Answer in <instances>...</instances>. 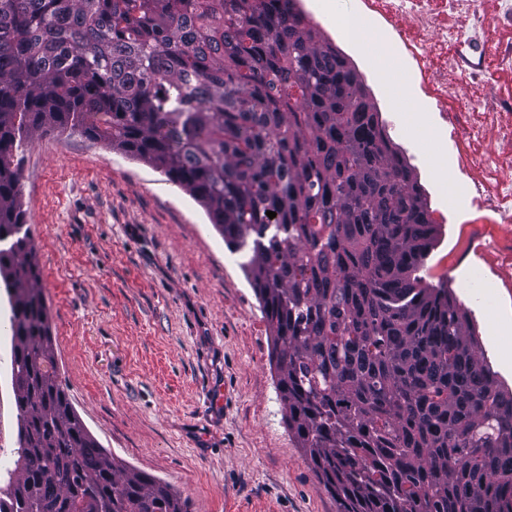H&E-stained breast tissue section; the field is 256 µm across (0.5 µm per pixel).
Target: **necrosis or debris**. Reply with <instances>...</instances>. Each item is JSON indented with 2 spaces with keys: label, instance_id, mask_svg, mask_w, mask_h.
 Wrapping results in <instances>:
<instances>
[{
  "label": "necrosis or debris",
  "instance_id": "necrosis-or-debris-1",
  "mask_svg": "<svg viewBox=\"0 0 512 512\" xmlns=\"http://www.w3.org/2000/svg\"><path fill=\"white\" fill-rule=\"evenodd\" d=\"M359 21L387 26L399 43L410 88L425 111L438 115L450 157L467 181L462 204L482 211L487 224H512V95L489 81V69L512 73V42L491 39L492 28L512 31V0H351ZM460 25H452V18ZM468 111L452 112L460 90Z\"/></svg>",
  "mask_w": 512,
  "mask_h": 512
}]
</instances>
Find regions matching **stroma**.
<instances>
[{
  "mask_svg": "<svg viewBox=\"0 0 512 512\" xmlns=\"http://www.w3.org/2000/svg\"><path fill=\"white\" fill-rule=\"evenodd\" d=\"M360 73L409 158L437 235L428 282L472 312L479 348L512 388V224L446 211L460 185L448 138L406 85L373 76L335 20L344 0H303ZM58 373L102 448L168 485L189 512H338L289 430L273 339L240 255L192 196L80 130L47 129L21 155ZM10 307L0 288V467L14 465Z\"/></svg>",
  "mask_w": 512,
  "mask_h": 512,
  "instance_id": "35a3bbf8",
  "label": "stroma"
}]
</instances>
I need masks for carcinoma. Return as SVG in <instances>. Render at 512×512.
Masks as SVG:
<instances>
[{"label": "carcinoma", "instance_id": "1", "mask_svg": "<svg viewBox=\"0 0 512 512\" xmlns=\"http://www.w3.org/2000/svg\"><path fill=\"white\" fill-rule=\"evenodd\" d=\"M68 126L163 173L246 258L288 428L340 512H512V393L419 275L436 225L413 170L295 0H0L20 423L0 512H188L101 448L59 380L18 152Z\"/></svg>", "mask_w": 512, "mask_h": 512}]
</instances>
